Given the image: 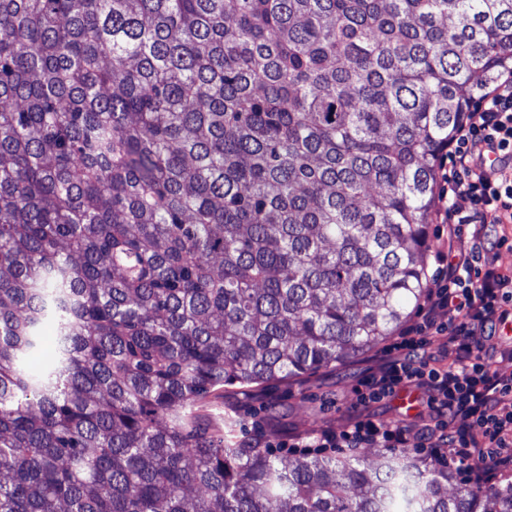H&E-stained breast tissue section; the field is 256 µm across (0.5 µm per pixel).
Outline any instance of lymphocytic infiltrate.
Returning a JSON list of instances; mask_svg holds the SVG:
<instances>
[{
    "label": "lymphocytic infiltrate",
    "mask_w": 512,
    "mask_h": 512,
    "mask_svg": "<svg viewBox=\"0 0 512 512\" xmlns=\"http://www.w3.org/2000/svg\"><path fill=\"white\" fill-rule=\"evenodd\" d=\"M442 178L468 210L447 204L446 250L418 322L386 347L353 392L358 414L340 430L266 436L291 454L400 448L454 469L478 487L512 469V375L496 367L512 357L494 338L512 321V274L484 251L489 226L512 224V78L482 97L448 143ZM423 394L420 422L387 421L378 408L398 391Z\"/></svg>",
    "instance_id": "lymphocytic-infiltrate-1"
}]
</instances>
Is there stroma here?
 Listing matches in <instances>:
<instances>
[{
	"label": "stroma",
	"mask_w": 512,
	"mask_h": 512,
	"mask_svg": "<svg viewBox=\"0 0 512 512\" xmlns=\"http://www.w3.org/2000/svg\"><path fill=\"white\" fill-rule=\"evenodd\" d=\"M372 364L368 352L299 381L234 389L210 397L198 413L212 429L243 441L274 431L306 434L321 427L340 429L355 412L352 389Z\"/></svg>",
	"instance_id": "stroma-1"
}]
</instances>
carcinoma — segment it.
Here are the masks:
<instances>
[{"label":"carcinoma","instance_id":"cac0c4a2","mask_svg":"<svg viewBox=\"0 0 512 512\" xmlns=\"http://www.w3.org/2000/svg\"><path fill=\"white\" fill-rule=\"evenodd\" d=\"M505 72L512 0H0V512H512L196 415L408 318L437 163Z\"/></svg>","mask_w":512,"mask_h":512}]
</instances>
